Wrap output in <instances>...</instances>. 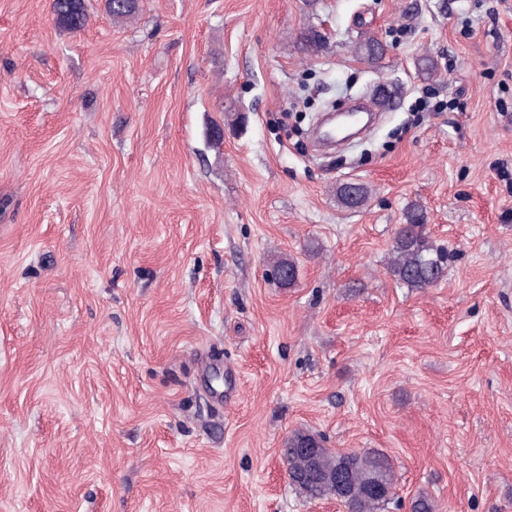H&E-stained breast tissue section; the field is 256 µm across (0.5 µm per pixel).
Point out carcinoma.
<instances>
[{"instance_id": "carcinoma-1", "label": "carcinoma", "mask_w": 512, "mask_h": 512, "mask_svg": "<svg viewBox=\"0 0 512 512\" xmlns=\"http://www.w3.org/2000/svg\"><path fill=\"white\" fill-rule=\"evenodd\" d=\"M105 7L112 20L126 23L134 19L142 10L141 0H105ZM52 13L56 24L62 28L78 31L85 27L88 13L85 0H52ZM356 53L369 63H378L385 55L384 46L374 40H361L355 47ZM338 200L348 208H359L368 199V191L363 186L342 185L337 188ZM448 256L435 247L424 231L422 210L414 208L407 212L405 228L397 233L394 245V257L389 271L394 279L411 288H429L444 277ZM271 270L285 273L287 277L278 279L282 286H290L296 280V264L287 258H278L272 262ZM321 448L320 466L324 473L330 474L347 463L354 468V499L349 501L351 512H379L388 504L389 498L366 493V487L377 476L388 484L394 485L397 476L393 464L384 453L363 449L349 453L329 448L324 441L308 432L297 430L288 437V447ZM299 496L307 500L328 497L331 490L326 486H296Z\"/></svg>"}]
</instances>
